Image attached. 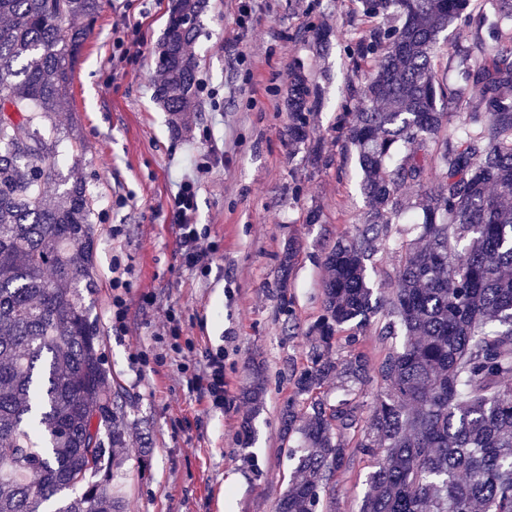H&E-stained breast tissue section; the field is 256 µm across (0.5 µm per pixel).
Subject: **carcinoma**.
<instances>
[{
    "mask_svg": "<svg viewBox=\"0 0 512 512\" xmlns=\"http://www.w3.org/2000/svg\"><path fill=\"white\" fill-rule=\"evenodd\" d=\"M490 18L470 0H360L351 54L367 66L347 102V141L363 173L365 220L323 251L321 314L305 331L308 364L280 411L293 471L276 512H317L321 494L356 454L373 460L359 512H512V0ZM207 0H171L154 98L172 123L191 111L190 52ZM101 0H0V512H124L112 491L124 447L118 404L88 304L97 196L59 169L57 128L74 60ZM396 14L398 26L368 24ZM469 30L466 42L443 36ZM456 72L446 91L437 60ZM479 99L465 103L470 89ZM318 86L290 75V135L306 136ZM418 188L416 201L402 193ZM420 209L401 245L388 313L401 349L376 366L383 390L358 407L321 395L340 373L369 374L357 352L338 362L347 325L382 311L367 261L388 227ZM296 242L283 251L287 304ZM97 457L95 471L88 456Z\"/></svg>",
    "mask_w": 512,
    "mask_h": 512,
    "instance_id": "1",
    "label": "carcinoma"
}]
</instances>
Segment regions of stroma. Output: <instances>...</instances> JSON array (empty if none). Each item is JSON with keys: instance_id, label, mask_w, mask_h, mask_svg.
<instances>
[{"instance_id": "35a3bbf8", "label": "stroma", "mask_w": 512, "mask_h": 512, "mask_svg": "<svg viewBox=\"0 0 512 512\" xmlns=\"http://www.w3.org/2000/svg\"><path fill=\"white\" fill-rule=\"evenodd\" d=\"M252 7L247 31L242 4ZM169 0H103L77 56L70 107L60 129L77 127L86 150L65 158L98 195L93 215L90 319L114 389L122 395L127 440L118 490L125 512H276L291 473L279 412L308 364L304 335L321 310L324 249L351 232L366 211L363 175L340 128L347 89L357 80L345 28L357 0H209L191 51L199 66L200 109L182 133L156 103L150 78ZM332 29L328 44L314 30ZM303 64L320 85L305 142L288 139L283 105L288 75ZM211 158L198 181L196 222L215 246L208 271L182 265L173 196L191 155ZM319 223H306L311 208ZM407 224L391 225L368 280L389 296V279ZM299 252L280 291L288 241ZM289 295L291 306L281 297ZM125 301L124 331L112 325V299ZM175 313L187 344L170 351L162 324ZM377 315L357 346L338 341L336 358L363 352L377 364L401 348L404 334L380 335ZM224 353V406L212 408L188 389L180 364L202 367ZM146 360L133 365L134 354ZM262 370L266 393L252 413L246 390ZM377 379L354 384L335 376L323 391L369 417ZM373 469L356 458L318 512H358Z\"/></svg>"}]
</instances>
